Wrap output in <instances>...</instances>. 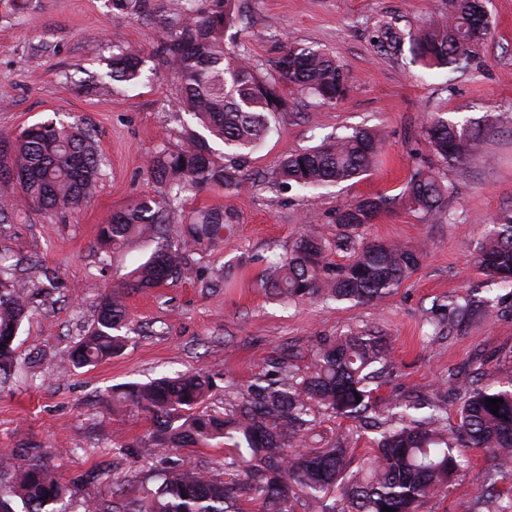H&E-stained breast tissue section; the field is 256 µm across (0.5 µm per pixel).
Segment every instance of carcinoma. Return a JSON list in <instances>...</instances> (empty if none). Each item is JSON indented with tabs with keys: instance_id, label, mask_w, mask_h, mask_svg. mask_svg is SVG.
<instances>
[{
	"instance_id": "cac0c4a2",
	"label": "carcinoma",
	"mask_w": 512,
	"mask_h": 512,
	"mask_svg": "<svg viewBox=\"0 0 512 512\" xmlns=\"http://www.w3.org/2000/svg\"><path fill=\"white\" fill-rule=\"evenodd\" d=\"M235 0H209L204 11L196 0H171L166 36L153 54L179 80L176 108L234 151L224 161L209 141L190 133L175 147L163 146L150 161L154 178L168 193L161 199L142 197L113 214L100 236L117 249L128 239L157 240L150 258L134 272L127 287L146 290L176 282L204 244L224 240V210L194 212L190 223L172 225L169 213L182 196L199 186L238 191L245 183L246 152L268 133L270 117L287 106L280 85L296 86L324 104L342 100L348 74L336 58L310 47L290 46L262 73L250 60L224 48V32L236 20ZM492 22L480 0H448V11L431 16L414 30L385 22L375 35L376 47L396 56L409 45L414 59L428 69L458 66L474 60L490 37ZM143 51L132 45L113 47L109 70L96 88L109 92L112 83H136L144 76ZM483 128L438 113L426 126L428 143L446 165L469 160ZM383 140L368 129L340 135L329 142L284 157L268 176L272 183L301 188L339 184L370 173L377 165ZM96 135L80 122L51 119L24 129L15 139L0 137V185L19 189L26 202L49 212L71 211L94 197L101 179ZM448 184L440 170L418 168L407 181L402 200L433 219L448 210ZM389 199H358L336 211L346 230L372 223ZM326 241L306 231L292 250L260 279L261 287L284 300L334 299L368 303L391 295L412 273L420 253L395 242H371L346 264L328 262ZM480 270L503 288H512V214L499 218L478 259ZM0 258V383L17 368L16 339L28 316V281L5 275ZM496 313L494 300L471 295L448 299L431 324L460 329ZM126 307L115 293H102L94 324L69 353L82 368L108 360L124 346L120 335ZM224 414L208 400L215 389L209 374L185 373L175 378L130 383L112 398V412L128 403L147 413L153 429L133 445L135 453L152 458L170 448H203L224 440L219 471L207 468L171 470L158 484L138 493L123 490L112 499L90 500L85 512H288L291 486L321 504V512H421L432 499L449 495L456 478L471 467L470 451L489 455L480 473L489 512H512V382L502 389L479 384L476 376L460 380L461 403L456 422L448 407L427 404L418 420L394 424L377 415V397L370 385L392 367L384 338L351 333L313 341L312 366L299 373L271 357ZM499 398L498 414L486 399ZM334 417L379 429L367 463L354 468L355 449L343 436L325 448L298 450L316 425V408ZM18 453L0 451V512H68L66 487L52 475L39 454L25 467Z\"/></svg>"
}]
</instances>
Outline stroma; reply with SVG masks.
Here are the masks:
<instances>
[{
	"instance_id": "35a3bbf8",
	"label": "stroma",
	"mask_w": 512,
	"mask_h": 512,
	"mask_svg": "<svg viewBox=\"0 0 512 512\" xmlns=\"http://www.w3.org/2000/svg\"><path fill=\"white\" fill-rule=\"evenodd\" d=\"M238 2L243 18L226 32V47L265 72L287 47L323 50L347 70L349 91L324 105L282 86L288 107L273 115L269 134L251 151L244 189H193L170 216L183 224L191 212L224 209L233 221L223 242L195 254L177 283L129 292L132 271L156 244L134 238L115 250L100 240L99 229L136 198H162L166 189L151 174L150 158L162 143L177 145L200 130L176 112L177 82L152 55L165 32L168 0H146L143 18L114 9L111 0H0V94L6 97L0 135L14 137L48 119L79 120L94 129L103 160L88 203L63 214L26 203L16 220L0 224V255L33 282L30 316L16 340L23 375L0 387V450L39 448L68 488L69 512H83L86 500L111 498L113 479L130 489L151 488L157 469L210 466L224 457L220 442L153 459L120 453L118 444L136 443L150 427L139 409L112 412L113 388L129 382L204 372L217 384L209 405L220 411L264 371L267 357L305 371L315 337L358 332L387 341L394 373L379 382L384 400L400 394L452 408L458 391L449 372L480 374L494 388L512 378V290L493 284L477 264L489 225L512 213V0H487L492 34L474 62L455 70H429L411 54L390 56L373 43L379 22L407 29L445 8L446 0ZM128 43L145 51L144 79L96 96L92 77L105 71L113 46ZM433 113L477 121L490 114L495 121L485 127L473 161L445 169L453 192L448 211L426 220L400 197L416 168L441 165L425 133ZM359 127L385 139L369 175L312 191L266 182L285 156ZM376 194L390 203L372 223L351 233L336 224L338 209ZM306 230L330 242L335 264L371 241H398L423 254L382 303L284 302L261 288L260 277ZM106 291L123 295L127 345L110 361L73 368L70 349L93 323ZM467 292L498 298L496 316L431 341V307ZM339 433L363 462L375 431L318 414L316 440L326 444ZM471 456V470L451 494L430 501L427 512H488L477 501V473L488 457L479 450ZM92 471L102 480H89Z\"/></svg>"
}]
</instances>
